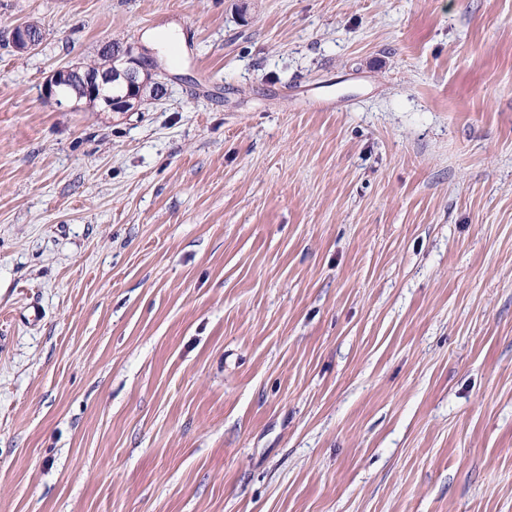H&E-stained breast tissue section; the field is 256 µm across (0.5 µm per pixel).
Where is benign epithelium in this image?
<instances>
[{
	"label": "benign epithelium",
	"mask_w": 512,
	"mask_h": 512,
	"mask_svg": "<svg viewBox=\"0 0 512 512\" xmlns=\"http://www.w3.org/2000/svg\"><path fill=\"white\" fill-rule=\"evenodd\" d=\"M38 39V25L34 22L10 30V41L21 54L34 51ZM107 53L112 59L106 68L85 72L83 97L89 104L99 102L112 112H133L144 102L147 84H152V90L157 92L163 89L158 79L161 71L146 50L110 48ZM81 69V64L56 69L44 82L43 94L59 105L70 102V76Z\"/></svg>",
	"instance_id": "7a95c632"
}]
</instances>
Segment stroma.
I'll use <instances>...</instances> for the list:
<instances>
[{"label": "stroma", "instance_id": "obj_1", "mask_svg": "<svg viewBox=\"0 0 512 512\" xmlns=\"http://www.w3.org/2000/svg\"><path fill=\"white\" fill-rule=\"evenodd\" d=\"M0 512H512V0H0ZM38 27L35 22H27L10 30V41L16 52L25 54L36 49L39 39ZM112 56L103 55L100 61L86 64L87 68L99 69L97 71H85L86 86L83 96L90 105L96 102L102 103L105 109L111 112H133L144 102L146 87L152 84V91H162L163 84L158 78L162 72L157 64L141 48L135 51L133 47L113 48L106 51ZM144 72L141 80L140 72ZM116 88H125L124 94H116ZM85 65L75 64L63 68H58L46 79L43 84V94L53 99L57 104L62 105L63 102H72L68 93L70 76L84 69Z\"/></svg>", "mask_w": 512, "mask_h": 512}]
</instances>
